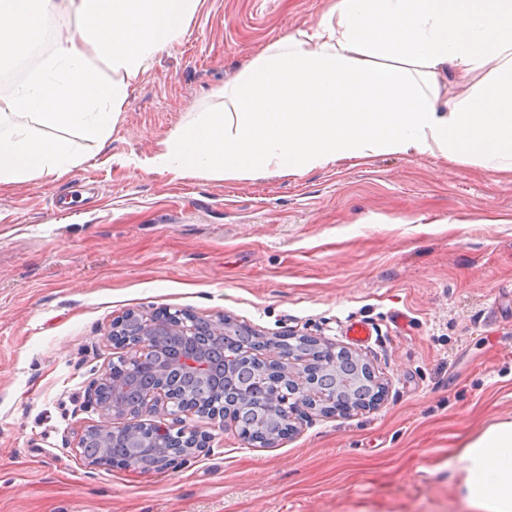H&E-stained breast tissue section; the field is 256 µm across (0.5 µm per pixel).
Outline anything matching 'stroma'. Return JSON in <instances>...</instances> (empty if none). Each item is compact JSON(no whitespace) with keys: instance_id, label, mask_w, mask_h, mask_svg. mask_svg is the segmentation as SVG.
<instances>
[{"instance_id":"obj_1","label":"stroma","mask_w":512,"mask_h":512,"mask_svg":"<svg viewBox=\"0 0 512 512\" xmlns=\"http://www.w3.org/2000/svg\"><path fill=\"white\" fill-rule=\"evenodd\" d=\"M331 2L202 0L105 150L78 140L69 173L0 189V512H468L456 459L512 420V173L415 153L225 181L130 164ZM164 309L356 350L388 396L270 447L192 415L210 446L185 466H90L112 324Z\"/></svg>"}]
</instances>
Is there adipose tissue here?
I'll return each instance as SVG.
<instances>
[{"label":"adipose tissue","mask_w":512,"mask_h":512,"mask_svg":"<svg viewBox=\"0 0 512 512\" xmlns=\"http://www.w3.org/2000/svg\"><path fill=\"white\" fill-rule=\"evenodd\" d=\"M200 2L0 0V72L35 47L49 17L78 22L0 95V188L81 164L68 132L106 147L134 81L184 36ZM451 71L477 75L458 101L442 92ZM215 96L218 108L177 126L141 166L242 180L412 151L512 172V0H336ZM457 469L472 512H512V421L469 442Z\"/></svg>","instance_id":"obj_1"}]
</instances>
